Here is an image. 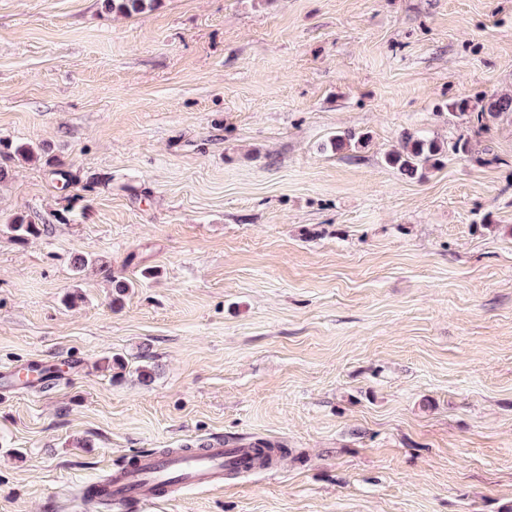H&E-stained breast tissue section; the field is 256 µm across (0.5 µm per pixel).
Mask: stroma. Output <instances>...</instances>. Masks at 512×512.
<instances>
[{
	"mask_svg": "<svg viewBox=\"0 0 512 512\" xmlns=\"http://www.w3.org/2000/svg\"><path fill=\"white\" fill-rule=\"evenodd\" d=\"M495 94L512 0H0V372L56 376L0 387V512L213 437L289 455L137 512H512V115L448 120ZM161 0H103L105 7L112 12L133 16L152 10ZM447 150L435 139L408 133L402 135L399 148L387 154L386 162L410 179H423L426 170L435 167ZM6 226L14 234L15 239L20 242H25L30 237H36L42 231L40 224L30 215L16 214L7 220Z\"/></svg>",
	"mask_w": 512,
	"mask_h": 512,
	"instance_id": "1",
	"label": "stroma"
}]
</instances>
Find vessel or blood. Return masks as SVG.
I'll use <instances>...</instances> for the list:
<instances>
[{
  "instance_id": "b4317fda",
  "label": "vessel or blood",
  "mask_w": 512,
  "mask_h": 512,
  "mask_svg": "<svg viewBox=\"0 0 512 512\" xmlns=\"http://www.w3.org/2000/svg\"><path fill=\"white\" fill-rule=\"evenodd\" d=\"M253 456V449L228 448L220 438L189 454L144 453L131 465L112 471L106 482L95 484L94 500L109 510L131 501L152 502L179 486L220 488L227 470L246 469Z\"/></svg>"
}]
</instances>
